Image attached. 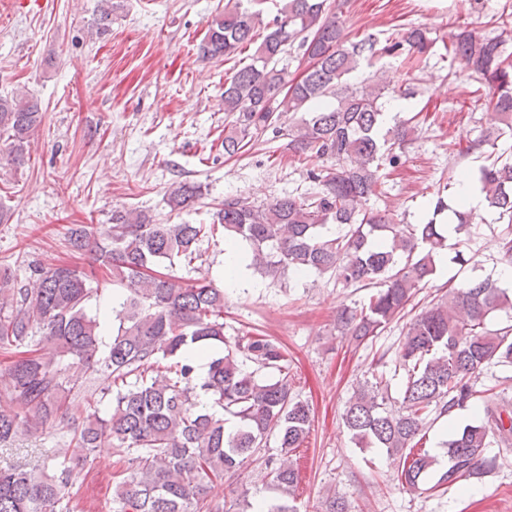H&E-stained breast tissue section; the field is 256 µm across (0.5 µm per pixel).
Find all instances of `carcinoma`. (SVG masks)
<instances>
[{"mask_svg":"<svg viewBox=\"0 0 512 512\" xmlns=\"http://www.w3.org/2000/svg\"><path fill=\"white\" fill-rule=\"evenodd\" d=\"M257 0H224L200 46L203 57L226 60L251 47L250 62L224 82V111L233 116L224 134V155L268 129L288 138L299 155L327 158L312 170V191L276 197L256 205L246 198L224 199L210 224H156L135 209L112 211L110 234L96 236L90 224L68 229L72 250L88 252L122 290L112 307V333L103 340L99 318L89 312L95 269L61 265L34 269L35 279L16 288L0 280V354L10 385L0 391V447L35 429L66 420L73 427L68 447L52 470L0 468V512H71L78 474L92 452L107 444L128 463L129 475L116 482L113 512H224L212 495L224 474L277 435L280 457L268 459L272 482L293 492L300 482L293 453L313 422L308 403L288 384V356L267 337L224 334V290L196 282L182 284L154 270L190 265L200 243L222 238L249 246L250 265L277 279L291 269L300 276L329 275L344 288H375L368 303L336 314V329L356 343L381 334L422 288L429 285L448 249V233L469 236L472 214L448 204L442 194L430 202L432 217L407 224L388 210L367 208L383 170L401 163L405 147L430 115L417 112L384 128L387 99L409 89L383 84L378 72L355 87L349 76L377 53L400 50L423 56L432 43L419 28L402 40L375 49L371 36L355 40L340 22L347 0H283L272 24L257 36ZM112 23V0H101L97 32ZM298 47L310 60L301 76L277 68L287 49ZM473 81L487 87L469 110H492L495 123L479 141L457 149L468 155L488 146L478 169L480 191L498 219L507 220L499 245L512 265V158L496 152L512 139V69L505 41L477 37L459 28L445 47ZM41 122L38 100L26 92L0 97V135L7 134V158L21 163L32 132ZM199 187H171V210L190 207ZM512 311V292L489 279H474L448 292L409 323L396 359L406 378L398 408L387 407L383 384L355 393L342 414L352 442L380 448L401 462L398 480L416 490L431 473L433 488L459 489L496 466L488 455L492 440L512 443V404L476 379L490 366L512 367V325L496 327L500 311ZM49 344L55 358L38 348ZM207 359V374H197ZM262 370L276 371L270 381ZM116 388L106 412L70 414L71 400L98 380ZM482 408L483 418L456 428L447 465L416 449L428 419L455 409ZM239 512H296L287 501L258 503L243 496Z\"/></svg>","mask_w":512,"mask_h":512,"instance_id":"cac0c4a2","label":"carcinoma"}]
</instances>
